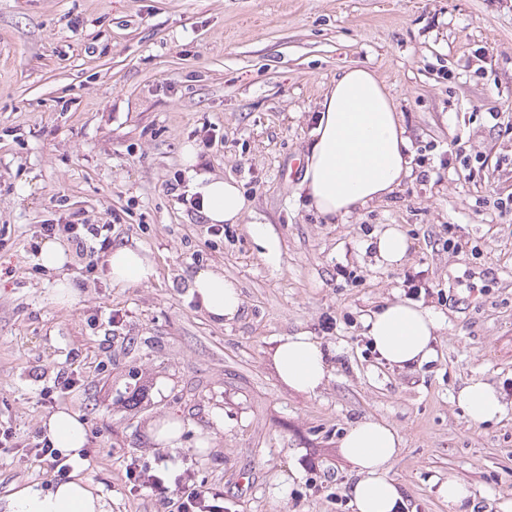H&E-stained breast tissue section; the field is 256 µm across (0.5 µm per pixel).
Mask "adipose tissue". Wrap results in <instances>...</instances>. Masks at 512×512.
Masks as SVG:
<instances>
[{
	"label": "adipose tissue",
	"instance_id": "ef3b65f1",
	"mask_svg": "<svg viewBox=\"0 0 512 512\" xmlns=\"http://www.w3.org/2000/svg\"><path fill=\"white\" fill-rule=\"evenodd\" d=\"M305 155L301 186L310 205L325 217L346 216L355 209L384 200L410 172V140L402 117L384 85L369 68L344 70L328 89L321 114ZM191 195L201 199V212L211 224L249 223L253 241L267 264L277 265L279 240L269 224L247 222L251 210L235 179L196 170V152L185 148ZM114 285L149 283L155 264L140 248L113 246L106 259ZM191 295L219 324L232 322L242 312L237 281L218 266L197 270ZM438 317L409 298L387 301L367 318L366 335L378 357L397 368L419 366L435 354ZM275 370L289 388L316 395L330 377L327 355L308 332L285 334L273 353ZM457 401L477 425L501 420L507 407L488 381L475 377L459 391ZM42 435L71 470L49 489L28 484L11 492L5 512H112V503L81 473L87 426L79 413L59 409L41 423ZM402 446V437L389 424L373 419L355 421L341 439L339 453L356 479L349 495L354 512H403L398 483L389 475Z\"/></svg>",
	"mask_w": 512,
	"mask_h": 512
}]
</instances>
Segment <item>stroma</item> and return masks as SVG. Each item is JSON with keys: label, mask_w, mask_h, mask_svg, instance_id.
Returning <instances> with one entry per match:
<instances>
[{"label": "stroma", "mask_w": 512, "mask_h": 512, "mask_svg": "<svg viewBox=\"0 0 512 512\" xmlns=\"http://www.w3.org/2000/svg\"><path fill=\"white\" fill-rule=\"evenodd\" d=\"M79 27H72V19ZM385 85L411 139V174L383 201L329 221L308 209L302 160L326 90L346 67ZM210 138L205 171L233 178L278 237L268 266L247 225L216 231L182 204L184 145ZM480 156L461 170L457 151ZM512 0H0V506L14 484H54L24 444L45 416L86 421L83 473L112 512H157L130 463L164 458L224 512H353L339 442L354 422L403 437L390 470L407 512H453L437 492L465 482L473 512H512ZM112 227L147 251L149 284L112 285L65 265L78 299L30 249L38 224ZM397 224L404 263L370 246ZM219 264L244 300L218 325L187 292ZM413 296L442 325L435 355L400 370L377 359L369 313ZM309 332L332 377L317 396L276 375L281 335ZM80 384L41 401L59 371ZM496 387L500 421L474 425L456 395ZM164 392H156V382ZM224 412L223 430L210 422ZM177 418L174 448L152 421Z\"/></svg>", "instance_id": "35a3bbf8"}]
</instances>
